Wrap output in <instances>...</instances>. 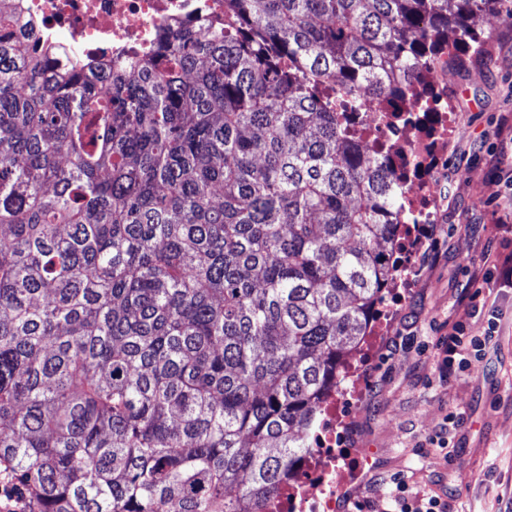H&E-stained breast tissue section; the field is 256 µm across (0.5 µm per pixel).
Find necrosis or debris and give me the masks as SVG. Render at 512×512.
Listing matches in <instances>:
<instances>
[{
    "label": "necrosis or debris",
    "mask_w": 512,
    "mask_h": 512,
    "mask_svg": "<svg viewBox=\"0 0 512 512\" xmlns=\"http://www.w3.org/2000/svg\"><path fill=\"white\" fill-rule=\"evenodd\" d=\"M7 14L29 40L54 48L56 71L78 60L101 75L116 63L129 66L149 58L162 31L223 25L224 0H11ZM447 65V59L437 58L418 82L405 86V111H390L386 99L367 97L353 115L375 126L389 145L385 161L405 197V224L424 227L442 214L436 175L448 158ZM339 393L335 387L325 396L319 431L291 481L267 500L265 512H336Z\"/></svg>",
    "instance_id": "1"
}]
</instances>
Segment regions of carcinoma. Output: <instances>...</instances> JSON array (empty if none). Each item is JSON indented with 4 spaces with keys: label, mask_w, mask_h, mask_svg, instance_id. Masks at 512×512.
Instances as JSON below:
<instances>
[{
    "label": "carcinoma",
    "mask_w": 512,
    "mask_h": 512,
    "mask_svg": "<svg viewBox=\"0 0 512 512\" xmlns=\"http://www.w3.org/2000/svg\"><path fill=\"white\" fill-rule=\"evenodd\" d=\"M503 0H224L102 87L0 29V465L32 512H263L399 246L344 126Z\"/></svg>",
    "instance_id": "obj_1"
}]
</instances>
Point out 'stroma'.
I'll use <instances>...</instances> for the list:
<instances>
[{"mask_svg": "<svg viewBox=\"0 0 512 512\" xmlns=\"http://www.w3.org/2000/svg\"><path fill=\"white\" fill-rule=\"evenodd\" d=\"M476 31L480 53L448 65V210L389 316L347 359L363 365L341 428L360 468L336 484L362 512L384 508L368 490L379 476L446 497L450 512H512V287L482 260L512 254V20L486 16ZM458 321L497 332L475 371L447 381L436 343ZM451 412L449 446L435 447Z\"/></svg>", "mask_w": 512, "mask_h": 512, "instance_id": "stroma-1", "label": "stroma"}]
</instances>
